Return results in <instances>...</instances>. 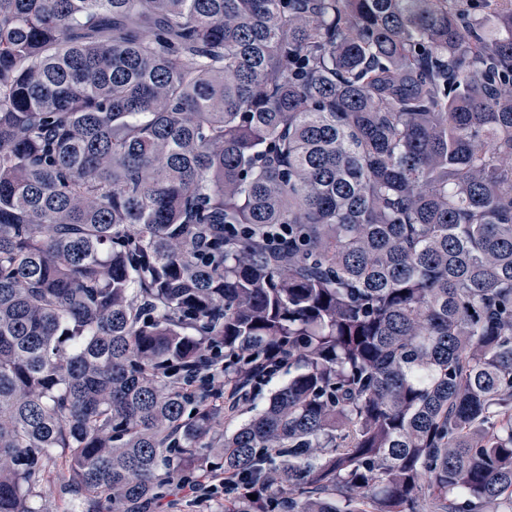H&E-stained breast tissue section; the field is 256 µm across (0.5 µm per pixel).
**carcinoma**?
<instances>
[{
    "instance_id": "1",
    "label": "carcinoma",
    "mask_w": 512,
    "mask_h": 512,
    "mask_svg": "<svg viewBox=\"0 0 512 512\" xmlns=\"http://www.w3.org/2000/svg\"><path fill=\"white\" fill-rule=\"evenodd\" d=\"M59 448L81 512H512V0H0V512ZM180 490L184 497L189 498V501L195 503L196 506H207V503L212 501L210 494L221 491L224 496V473L214 474L203 483L185 486ZM190 502L183 501L180 512H196L198 509Z\"/></svg>"
}]
</instances>
